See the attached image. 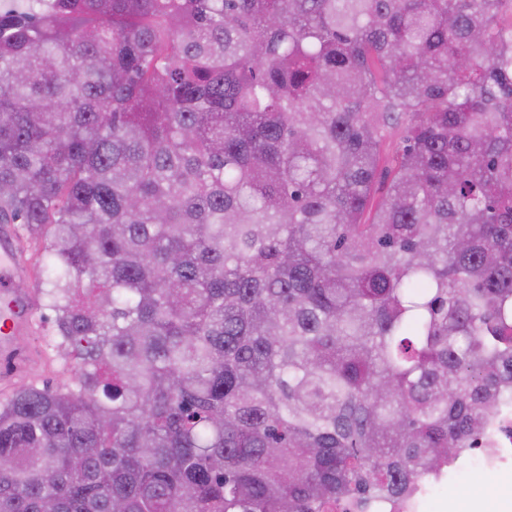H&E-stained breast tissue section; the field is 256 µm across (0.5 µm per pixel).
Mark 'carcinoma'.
I'll return each instance as SVG.
<instances>
[{
    "label": "carcinoma",
    "mask_w": 512,
    "mask_h": 512,
    "mask_svg": "<svg viewBox=\"0 0 512 512\" xmlns=\"http://www.w3.org/2000/svg\"><path fill=\"white\" fill-rule=\"evenodd\" d=\"M508 4L0 8V224L74 361L0 405V512H335L496 447ZM404 129L402 127H397L391 129L385 139L384 147H383V156L385 158V162H382L378 169L377 179L375 188L377 190L376 196L378 197L382 188L384 187V176L388 169L387 160L391 159L403 146L404 144Z\"/></svg>",
    "instance_id": "obj_1"
}]
</instances>
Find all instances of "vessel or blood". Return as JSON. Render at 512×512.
I'll return each instance as SVG.
<instances>
[{"label": "vessel or blood", "mask_w": 512, "mask_h": 512, "mask_svg": "<svg viewBox=\"0 0 512 512\" xmlns=\"http://www.w3.org/2000/svg\"><path fill=\"white\" fill-rule=\"evenodd\" d=\"M28 276V263L13 233L0 234V359L21 364L23 355L14 338L34 330L35 301L22 284Z\"/></svg>", "instance_id": "vessel-or-blood-1"}]
</instances>
